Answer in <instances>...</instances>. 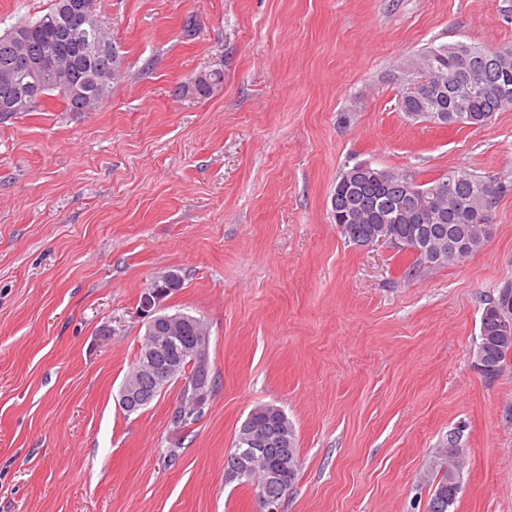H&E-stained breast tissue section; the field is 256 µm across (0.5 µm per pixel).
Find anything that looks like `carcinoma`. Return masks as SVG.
Instances as JSON below:
<instances>
[{
	"label": "carcinoma",
	"mask_w": 512,
	"mask_h": 512,
	"mask_svg": "<svg viewBox=\"0 0 512 512\" xmlns=\"http://www.w3.org/2000/svg\"><path fill=\"white\" fill-rule=\"evenodd\" d=\"M62 5L63 0H54L52 8L37 21H20L0 35V43L15 36L21 37L28 50L43 60V70L37 75L24 71L8 83L0 81V105L21 96H33L41 101L54 92L63 103L64 111L83 112L86 99H92L91 108L95 109L109 98L112 86L98 83L97 74L111 69L120 71L121 59L114 50L100 53L95 47L101 40L112 41L110 33L102 27L95 14L85 18L74 14L68 18L77 42L68 46L59 44L56 29L66 18ZM59 56L72 59L73 66L67 74L57 77L53 64ZM422 59L429 70L448 77V87L441 92L430 90L416 96L400 91L398 104L401 111L407 114L444 112L448 115V124L470 126L483 125L495 113L512 107V94L506 100L502 94L504 89L512 90V45L494 49L441 45L425 49ZM462 82L471 85V91L464 97L458 96L454 90V86ZM222 84L221 71L209 70L199 73L194 81L179 86L177 91L182 96L191 94L207 98ZM442 181L452 183L455 189L444 224L431 217L435 208L424 199L407 212H402L398 206L401 185L388 181L335 185V209L331 214H336L348 201L356 199L370 213L381 216V220L341 227L340 232L348 241L364 237L381 227L394 236L404 237L411 229L424 225L432 236L454 239L459 245V250L448 253L443 263L460 262L484 246L488 239L491 212L506 187L464 168L450 169L448 173L425 182V185ZM509 319H512V296L505 292L497 301L488 299L482 312L479 341L474 353L479 369L489 377L496 376L506 358L512 355V334L505 335L500 330V322ZM204 372H209L208 344L201 342L196 347L193 364L182 365L173 378V381L181 383L174 409L188 406L204 391H212L213 381L208 376L202 377ZM249 419L256 426L277 429L280 446L267 449L264 459H249L243 453L251 447V437L244 428H239L234 451L227 456L225 474L228 481L253 488L260 502L262 496L280 489L288 493L297 481L302 461L293 424L280 407L258 405ZM439 456L444 458V462L438 464L437 483L429 500L440 502V512H450L461 490L467 464L466 449L442 448Z\"/></svg>",
	"instance_id": "1"
}]
</instances>
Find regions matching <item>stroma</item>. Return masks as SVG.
<instances>
[{
    "mask_svg": "<svg viewBox=\"0 0 512 512\" xmlns=\"http://www.w3.org/2000/svg\"><path fill=\"white\" fill-rule=\"evenodd\" d=\"M93 10L122 60L107 101L0 117V512H258L224 460L260 404L285 411L303 462L280 512H423L460 424L454 512H512V356L489 379L473 354L486 299L512 289V109L461 127L398 108L425 48L512 44V0ZM212 69L213 96L177 95ZM365 161L495 178L488 242L417 268L348 243L331 195ZM167 271L183 285L162 305L205 321L214 382L181 433L178 386L118 406L140 295Z\"/></svg>",
    "mask_w": 512,
    "mask_h": 512,
    "instance_id": "35a3bbf8",
    "label": "stroma"
}]
</instances>
